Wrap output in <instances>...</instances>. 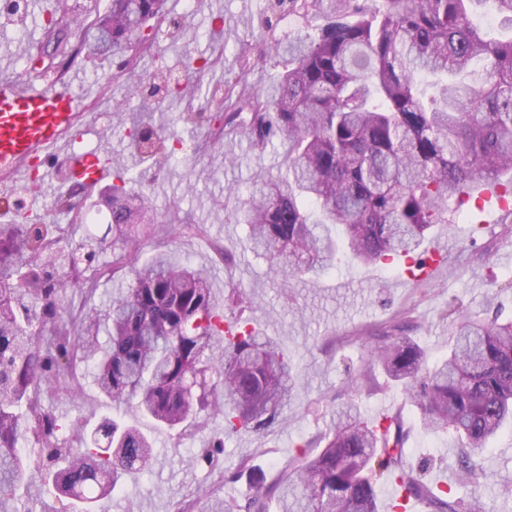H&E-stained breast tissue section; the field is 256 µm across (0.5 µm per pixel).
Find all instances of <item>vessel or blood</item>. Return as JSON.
Masks as SVG:
<instances>
[{
	"instance_id": "1",
	"label": "vessel or blood",
	"mask_w": 512,
	"mask_h": 512,
	"mask_svg": "<svg viewBox=\"0 0 512 512\" xmlns=\"http://www.w3.org/2000/svg\"><path fill=\"white\" fill-rule=\"evenodd\" d=\"M80 119L69 85L0 80V169L16 171L21 162L63 146ZM67 165L89 188L111 180V162L91 153H72Z\"/></svg>"
}]
</instances>
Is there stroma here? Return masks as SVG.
Masks as SVG:
<instances>
[{
  "instance_id": "35a3bbf8",
  "label": "stroma",
  "mask_w": 512,
  "mask_h": 512,
  "mask_svg": "<svg viewBox=\"0 0 512 512\" xmlns=\"http://www.w3.org/2000/svg\"><path fill=\"white\" fill-rule=\"evenodd\" d=\"M53 2L31 0V12L23 23L0 26V78L20 79L15 61L27 45L44 40L43 13ZM265 7L266 0H196L181 34L162 41L158 55L146 58L145 70L152 74L162 62L182 63L188 47L205 57L223 53L229 64L244 49L250 55V68L241 83L258 91L278 73L266 58L261 26ZM216 15L222 16L225 30L238 34V42L227 44L211 36L210 22ZM127 124V112L110 109L105 115H92L81 134L91 141L95 154L107 156L138 176L137 187L148 196L155 215L176 209L200 227L197 235L174 242L160 235L145 245V253L173 248L176 258L210 269L216 293H223L230 280L244 288L257 303L255 322L294 355L299 379L286 425L232 439L223 452L212 457L206 451L222 419L211 420L206 430L180 435L158 427L135 408L114 411L88 379L78 397L45 398V409L60 422L91 427L116 413L155 439L157 454L149 468L123 477L119 488L104 500L106 512H200L201 506L244 489V482L229 484L225 478L245 458L267 479H274L277 468L298 454L300 444L329 432L335 408L351 397L368 416L386 407L401 409L410 430L406 453L411 462L423 468L426 481L450 485L457 494H465V487L456 482L457 450L452 435L424 432L415 408L383 372L375 374L379 390H356L352 383L369 357L361 336L379 328L400 308L412 309L419 324L415 339L436 359L448 353L451 326L440 316L448 303L487 317L498 312L512 316V263L501 261L502 254L512 253V224L503 223L498 198L469 201L455 213L452 223L434 225L417 253L424 259L432 255L435 244L446 245V263L431 279L413 280L401 260L362 266L342 254L335 268L316 283L288 287L269 274L264 258L242 249L246 227L235 221L241 203L259 189L262 179L285 172L286 142L277 140L260 149L246 138L228 136L187 161L175 160L157 170L134 158L123 136ZM222 249L233 255L232 265L221 261L218 252ZM483 464L490 476L485 498L498 502L500 512H512V498L504 496L505 490L512 489L511 430L489 444Z\"/></svg>"
}]
</instances>
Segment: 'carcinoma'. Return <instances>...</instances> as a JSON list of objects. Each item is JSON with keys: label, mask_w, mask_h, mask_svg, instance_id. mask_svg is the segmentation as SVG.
I'll return each instance as SVG.
<instances>
[{"label": "carcinoma", "mask_w": 512, "mask_h": 512, "mask_svg": "<svg viewBox=\"0 0 512 512\" xmlns=\"http://www.w3.org/2000/svg\"><path fill=\"white\" fill-rule=\"evenodd\" d=\"M166 0H111L95 21L73 31L84 56L112 54V81L138 66L137 56L158 42ZM488 8L508 26L498 37L473 23ZM306 20L293 40L274 39L269 62L279 68L270 85L251 96L235 94L240 75L224 70V97L210 98L213 63L185 50V74L167 82L180 97L187 83L206 98L209 113L180 114L158 131L143 120L159 84L139 83L124 136L163 169L184 149L177 127L194 118L217 122L224 133L242 130L265 147L287 142L286 174L243 207L249 235L243 247L265 255L284 282L330 269L341 248L361 264L411 257L462 196L492 185L512 202V0H267V28L283 9ZM122 170L112 175V257L107 236H62L60 224L35 218L0 224V507L15 503L21 487L56 483L68 475L69 503L58 512L114 491L123 476L141 471L154 453L150 435L114 418L94 431L61 424L41 396L82 388L75 362L92 370L93 385L116 406L138 411L169 428L198 430L224 417L210 447L261 434L284 420L297 370L271 336L245 312L256 302L230 286L222 299L210 270L177 263L158 250L140 263L132 242L170 231L151 213L146 195ZM133 278L115 289L103 311H60L70 288L106 278ZM454 334L446 358L430 366L411 336L410 312L396 313L365 338L368 365L359 380L377 388L373 367L401 382L423 429L450 432L459 452L458 496L427 483L407 463L408 431L399 412L366 419L350 402L318 448L293 459L281 479L266 483L250 460L234 479L249 478L245 501L224 496V512H380L375 485L397 495L386 512H497L486 501L487 473L479 462L487 444L512 425V320L480 319L450 310ZM105 333L107 340L100 341ZM33 443L24 444L26 433ZM105 479L109 491L101 489Z\"/></svg>", "instance_id": "cac0c4a2"}]
</instances>
